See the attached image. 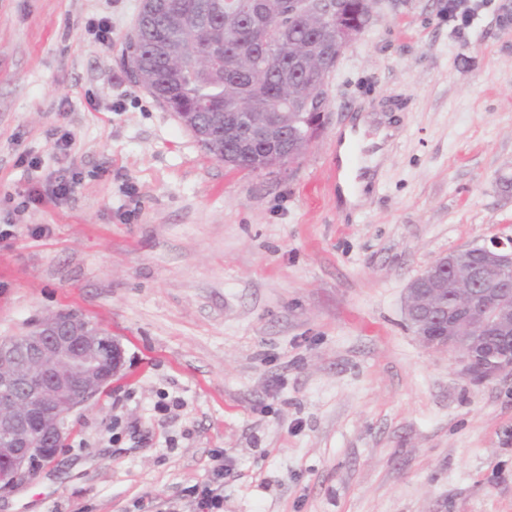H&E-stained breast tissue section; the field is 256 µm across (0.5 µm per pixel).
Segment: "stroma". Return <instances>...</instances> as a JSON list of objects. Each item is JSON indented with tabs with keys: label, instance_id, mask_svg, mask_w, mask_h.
<instances>
[{
	"label": "stroma",
	"instance_id": "1",
	"mask_svg": "<svg viewBox=\"0 0 512 512\" xmlns=\"http://www.w3.org/2000/svg\"><path fill=\"white\" fill-rule=\"evenodd\" d=\"M140 5L0 0V337L74 309L123 349L0 512H197L206 486L224 512H512V376L470 381L403 309L437 258L512 237V0L461 33L448 0H381L320 137L263 171L129 77ZM359 123L387 136L350 207L326 176Z\"/></svg>",
	"mask_w": 512,
	"mask_h": 512
}]
</instances>
